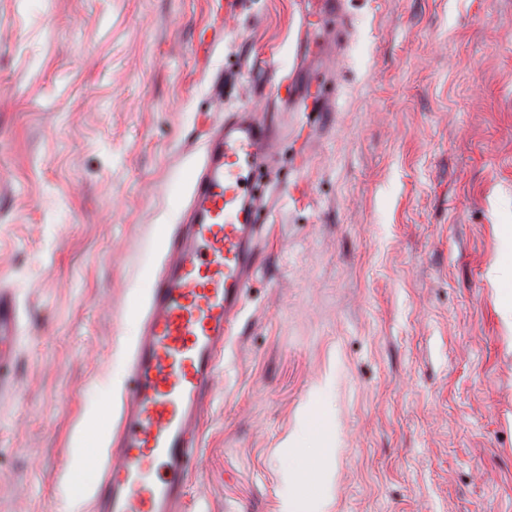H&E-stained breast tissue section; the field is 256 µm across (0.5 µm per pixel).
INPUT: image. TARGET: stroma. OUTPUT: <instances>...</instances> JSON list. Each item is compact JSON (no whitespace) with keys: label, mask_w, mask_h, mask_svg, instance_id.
Returning a JSON list of instances; mask_svg holds the SVG:
<instances>
[{"label":"stroma","mask_w":512,"mask_h":512,"mask_svg":"<svg viewBox=\"0 0 512 512\" xmlns=\"http://www.w3.org/2000/svg\"><path fill=\"white\" fill-rule=\"evenodd\" d=\"M345 8L332 111L281 116L184 512L314 490L327 512H512V321L489 275L512 250V0ZM298 27L294 0H0V288L19 323L0 512H95L71 487L84 448L109 452L206 130L272 117Z\"/></svg>","instance_id":"1"}]
</instances>
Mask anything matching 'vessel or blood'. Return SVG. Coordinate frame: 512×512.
I'll return each instance as SVG.
<instances>
[{
	"mask_svg": "<svg viewBox=\"0 0 512 512\" xmlns=\"http://www.w3.org/2000/svg\"><path fill=\"white\" fill-rule=\"evenodd\" d=\"M296 63L309 51L314 20L329 24L320 49L343 57L348 16L343 0H306ZM281 106L302 103L324 111V84L297 90L277 82ZM275 124L243 113L211 126L202 163L192 177L184 229L170 244L162 274L148 295L144 327L131 356L118 459L109 464L99 500L105 512H182L195 472L198 425L219 368L224 341L247 297L255 272V238L263 199L254 172L276 144ZM15 314L0 298V385L12 360L6 354Z\"/></svg>",
	"mask_w": 512,
	"mask_h": 512,
	"instance_id": "obj_1",
	"label": "vessel or blood"
}]
</instances>
